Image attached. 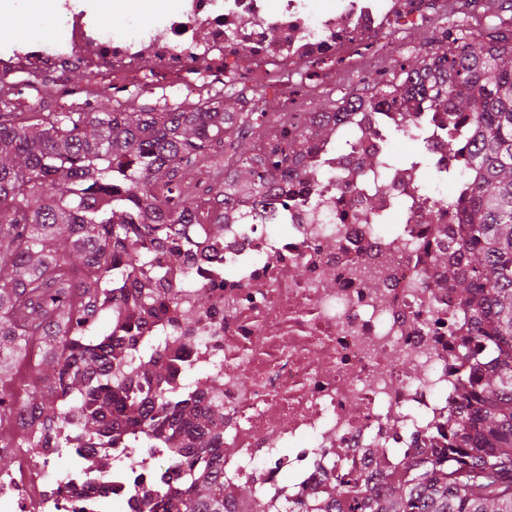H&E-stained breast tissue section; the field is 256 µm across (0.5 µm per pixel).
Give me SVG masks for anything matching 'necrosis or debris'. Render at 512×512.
<instances>
[{
  "label": "necrosis or debris",
  "mask_w": 512,
  "mask_h": 512,
  "mask_svg": "<svg viewBox=\"0 0 512 512\" xmlns=\"http://www.w3.org/2000/svg\"><path fill=\"white\" fill-rule=\"evenodd\" d=\"M111 2L121 27L74 12L27 51L0 56V73L24 76L26 107L43 99L45 78L64 89L74 66L108 96L236 82L256 89L258 112L278 92L269 141L304 136L267 197L225 201L218 241L157 247L145 271L163 268L177 294L141 330L170 360V391L206 406L224 384L225 498L246 485L271 512L321 506L344 479L380 482L383 468L428 448L447 457L473 327L447 283L464 266L455 242L472 173L446 144L468 139L469 123L401 96L354 105L326 138L307 104L342 75L397 62L448 0H180L147 18ZM398 135L420 145L426 167L385 166ZM57 437L63 448L0 473V512H142L158 480L180 479L166 449L116 448L102 494L91 443L71 425Z\"/></svg>",
  "instance_id": "obj_1"
}]
</instances>
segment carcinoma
Masks as SVG:
<instances>
[{"mask_svg": "<svg viewBox=\"0 0 512 512\" xmlns=\"http://www.w3.org/2000/svg\"><path fill=\"white\" fill-rule=\"evenodd\" d=\"M461 0L442 47L370 95L394 100L406 86L430 91L448 123L467 115L465 151L475 179L462 210L457 246L465 270L448 269L493 361L465 378L451 415L448 461H403L382 474L384 489L355 478L333 486V512H512V28L484 25ZM238 99L200 95L170 110L104 102L96 112L15 111L0 95V446L46 448L69 421L93 440L97 470L108 475L112 449L155 444L183 465L179 483L159 484L149 512H226L221 432L211 409L166 392L168 366L137 333L171 288H138L144 260L165 242L190 245L183 219L206 192L249 203L302 149L262 146L263 113ZM92 320V326L85 325ZM40 356L35 384L15 407L18 365ZM156 387L145 404L137 382ZM22 434L6 443L5 429Z\"/></svg>", "mask_w": 512, "mask_h": 512, "instance_id": "carcinoma-1", "label": "carcinoma"}]
</instances>
